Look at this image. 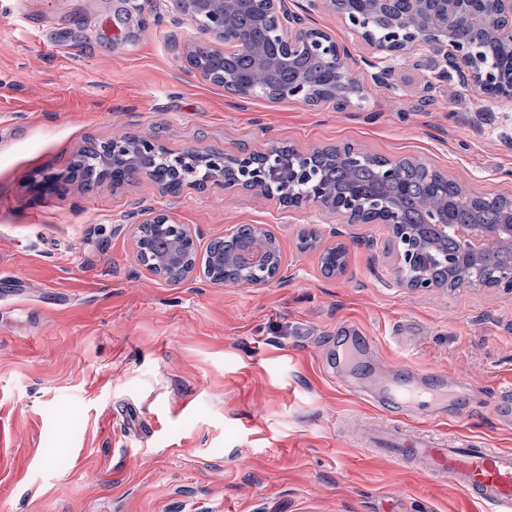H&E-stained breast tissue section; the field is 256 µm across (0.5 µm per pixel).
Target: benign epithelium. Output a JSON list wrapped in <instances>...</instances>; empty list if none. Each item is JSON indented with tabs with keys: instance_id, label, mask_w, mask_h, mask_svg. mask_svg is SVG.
Wrapping results in <instances>:
<instances>
[{
	"instance_id": "7a95c632",
	"label": "benign epithelium",
	"mask_w": 512,
	"mask_h": 512,
	"mask_svg": "<svg viewBox=\"0 0 512 512\" xmlns=\"http://www.w3.org/2000/svg\"><path fill=\"white\" fill-rule=\"evenodd\" d=\"M348 27L369 48L367 64L376 69L359 77L349 71L344 57L347 48L323 31L304 24L288 10L286 0H179L182 15L196 29L226 46L241 50L252 58L247 71L213 69L212 76L224 87L242 97L262 94L286 100L300 98L314 105L322 95H330L340 108L365 95L367 82L386 85L392 69L404 55L420 46L433 49L435 66L443 73L455 72L463 84L503 99L512 108V74L502 72L495 63L493 49L512 48V0H330ZM247 13L255 22L276 31L274 38L250 42L241 38L236 28L238 17ZM307 56L324 59L326 68L318 76L306 74L300 63ZM296 72L294 80L272 83L269 77L279 70ZM91 167L99 183L118 187L125 179L115 172L149 174L158 161L170 171L168 192L181 188L185 167L204 171L208 180L224 182V191L255 190L263 194L290 193L303 187V201L328 206L343 224H385L398 281L418 292L436 288H498L512 293V265L495 270L489 276L478 261L480 250L467 244L450 254L421 233V226L411 224L400 208L399 198L406 194L401 170L413 163L409 158L390 160L382 171V180L395 186L391 196L365 197L353 190L341 197L320 177L328 164L359 165L373 156L331 150L283 157L282 147L274 146L259 164L249 162V155L226 156L188 148L174 155L152 138H122L94 147ZM460 197L473 208L498 204L505 213L500 224H475L474 233L481 242L509 248L512 246V202L492 196H477L459 187ZM425 214L443 233L454 227L448 200L426 206ZM135 247L145 269L173 284L202 277L216 285L224 284L231 272L241 283L264 286L274 281L280 265V251L275 238L265 227L254 226L252 236L240 247L226 252L212 249L199 254L198 235L186 225L175 222L165 211H158L137 225ZM440 264L448 269V280L439 282L430 268Z\"/></svg>"
}]
</instances>
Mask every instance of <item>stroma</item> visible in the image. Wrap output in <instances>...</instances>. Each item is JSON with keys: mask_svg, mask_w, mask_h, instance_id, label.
<instances>
[{"mask_svg": "<svg viewBox=\"0 0 512 512\" xmlns=\"http://www.w3.org/2000/svg\"><path fill=\"white\" fill-rule=\"evenodd\" d=\"M287 5L364 70L365 45L331 6ZM213 44L175 0H0V512H485L373 451L385 414L354 388L403 368L465 379L447 408L400 425L512 449L494 413L512 389V294L411 291L387 225L342 224L317 203L66 176L80 150L132 135L174 154L349 144L512 196V109L442 75L425 47L389 88L341 110L243 99L189 64ZM45 174L56 188H37ZM158 210L202 248L264 225L281 249L277 278L153 276L134 235ZM334 245L347 269L329 277L321 253Z\"/></svg>", "mask_w": 512, "mask_h": 512, "instance_id": "35a3bbf8", "label": "stroma"}]
</instances>
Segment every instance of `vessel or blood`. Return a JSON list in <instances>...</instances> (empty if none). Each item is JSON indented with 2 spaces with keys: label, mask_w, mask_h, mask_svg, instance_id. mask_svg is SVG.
<instances>
[{
  "label": "vessel or blood",
  "mask_w": 512,
  "mask_h": 512,
  "mask_svg": "<svg viewBox=\"0 0 512 512\" xmlns=\"http://www.w3.org/2000/svg\"><path fill=\"white\" fill-rule=\"evenodd\" d=\"M452 385L396 381L389 385L383 409L390 420H398L404 411L424 402L446 406L455 395ZM395 461L415 462L420 471L472 491L493 512H512V451L488 448L481 441L459 438L446 440L434 433L408 432L399 448L393 449Z\"/></svg>",
  "instance_id": "obj_1"
}]
</instances>
